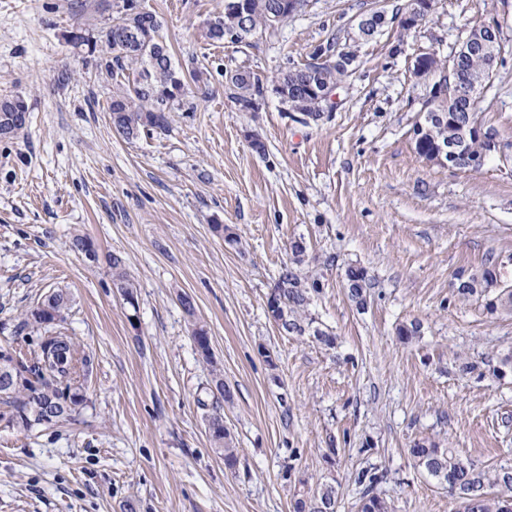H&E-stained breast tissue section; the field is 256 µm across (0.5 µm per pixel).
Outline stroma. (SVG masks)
Wrapping results in <instances>:
<instances>
[{
    "instance_id": "stroma-1",
    "label": "stroma",
    "mask_w": 512,
    "mask_h": 512,
    "mask_svg": "<svg viewBox=\"0 0 512 512\" xmlns=\"http://www.w3.org/2000/svg\"><path fill=\"white\" fill-rule=\"evenodd\" d=\"M115 2L0 0V98L31 106L27 126L0 140V345H25L23 313L62 289L67 332L92 359L79 421L0 427V512H292L302 478L333 482L336 512H358L355 477L371 466L390 512H454L410 450L425 441L481 467L512 463V316L452 288L488 255L512 258V169L494 155L468 170L416 153L427 85L411 64L422 52L447 60L494 20L512 45V0H435L407 32L396 18L407 0H308L239 45L204 37L224 0H142L174 64L196 60L211 77L208 98L189 91L168 133L130 141L112 124V80L68 41L98 40ZM374 10L387 24L358 40L356 18ZM327 45L355 53L353 75L319 119L287 111L279 76ZM227 70L259 78L258 111L231 99ZM478 116L512 141V52ZM76 234L96 261L68 250ZM116 256L137 307L112 286ZM286 265L319 281L309 310L335 348L269 317ZM350 266L371 281L362 310L347 294ZM413 320L421 333L402 342L397 329ZM197 321L232 393V470L197 402L208 380Z\"/></svg>"
}]
</instances>
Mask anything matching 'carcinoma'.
<instances>
[{"label": "carcinoma", "instance_id": "obj_1", "mask_svg": "<svg viewBox=\"0 0 512 512\" xmlns=\"http://www.w3.org/2000/svg\"><path fill=\"white\" fill-rule=\"evenodd\" d=\"M117 6V15L101 30L104 50L97 58V67L116 80L109 112L112 123L125 138L134 139L143 133L169 131L170 112L184 106L189 84H194L201 96L208 95L206 72L200 67L186 71L172 65L168 45L162 33L163 24L154 13L142 15L124 6ZM292 14L288 13V0H224V12L207 23L205 38L214 42L232 44L245 42L260 28H274ZM346 62L324 66L315 71L309 64L288 70L279 78L275 92L289 109L316 119L323 112L322 90L337 85L351 75L348 63L355 54L345 52ZM459 87L464 83L491 75L489 61L469 51L456 59ZM133 75H127L128 71ZM225 82L233 90L238 106L249 112L259 109L264 88L250 73L240 70L224 73ZM30 112L27 100L16 95L0 99V126L16 113ZM438 118L430 122V132L415 143L416 152L424 157L438 149L443 141L458 146V161L464 157L479 156L483 151L480 140L465 138L462 127L477 115V107L469 104L462 94L451 93L450 98L437 106ZM502 263L494 257L483 266L469 271L470 283L455 291L458 299H476L484 303L490 314L512 316V285L503 281ZM112 287L129 303L136 306L137 290L123 268L122 259L112 257ZM370 287L367 272L361 267L346 270L348 296L360 308L366 305V290ZM319 289L317 280L300 276L284 268L275 288L267 298V312L278 323V329L294 336L309 335L321 344L333 348L336 336L329 329L316 325L309 313L312 293ZM46 308L33 307L22 317L30 335L36 337V350L32 362L21 359L15 368L16 383L0 379V422L19 433H29L43 425L42 406L48 402L65 407L58 421L76 422L89 406L85 376L91 359L78 356L72 337L63 331L65 314L71 298L68 293L54 291L42 299ZM193 341L201 358L209 365V381L205 392L218 400L229 401L232 394L224 385V371L211 352L208 331L193 323ZM64 345L68 356L57 367L43 365V354L48 347ZM206 425L216 450L224 457V465L233 469L237 465V448L224 425L220 405L212 406L206 415ZM418 466L448 488L459 499L457 512H512V464L481 468L453 448H441L435 443L418 442L410 449ZM381 476L375 471L363 470L357 483L363 486L360 512H389L386 501L375 492ZM301 489L293 499V512H335L337 490L327 483L309 484L299 480Z\"/></svg>", "mask_w": 512, "mask_h": 512}]
</instances>
